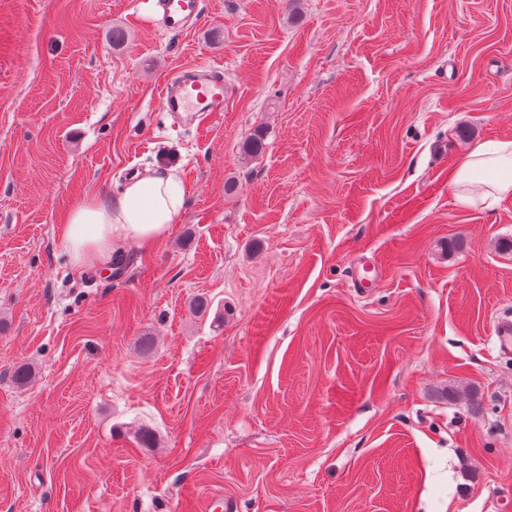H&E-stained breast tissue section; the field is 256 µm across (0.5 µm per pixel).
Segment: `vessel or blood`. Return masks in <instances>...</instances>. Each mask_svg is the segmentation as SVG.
Segmentation results:
<instances>
[{"mask_svg": "<svg viewBox=\"0 0 512 512\" xmlns=\"http://www.w3.org/2000/svg\"><path fill=\"white\" fill-rule=\"evenodd\" d=\"M152 17L169 32L197 28L203 17L199 0H149ZM227 89L222 69L200 65L176 73L167 85L161 103L168 112L208 115L223 111Z\"/></svg>", "mask_w": 512, "mask_h": 512, "instance_id": "b4317fda", "label": "vessel or blood"}]
</instances>
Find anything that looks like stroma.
Wrapping results in <instances>:
<instances>
[{
	"instance_id": "35a3bbf8",
	"label": "stroma",
	"mask_w": 512,
	"mask_h": 512,
	"mask_svg": "<svg viewBox=\"0 0 512 512\" xmlns=\"http://www.w3.org/2000/svg\"><path fill=\"white\" fill-rule=\"evenodd\" d=\"M202 6L172 35L144 0H0V512H499L512 196L449 177L512 138V0ZM203 63L223 111H162ZM155 165L190 185L171 236L75 269L67 203Z\"/></svg>"
}]
</instances>
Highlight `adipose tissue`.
I'll return each mask as SVG.
<instances>
[{"mask_svg": "<svg viewBox=\"0 0 512 512\" xmlns=\"http://www.w3.org/2000/svg\"><path fill=\"white\" fill-rule=\"evenodd\" d=\"M465 205L489 208L512 195V139L478 144L449 180ZM189 189L181 177L149 169L128 181L119 195H85L73 200L62 221L61 238L80 270L111 271L117 247L128 244L148 251L166 240L177 223Z\"/></svg>", "mask_w": 512, "mask_h": 512, "instance_id": "1", "label": "adipose tissue"}]
</instances>
